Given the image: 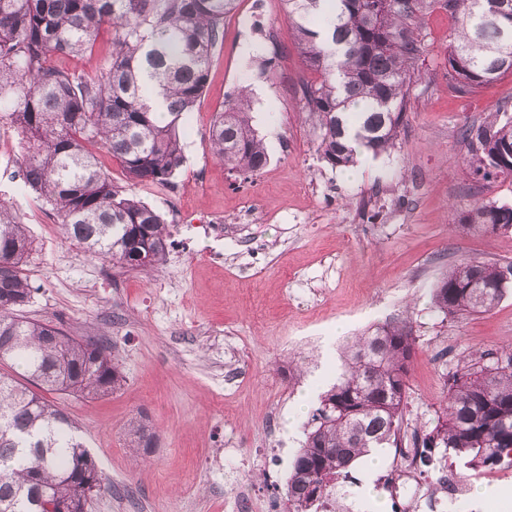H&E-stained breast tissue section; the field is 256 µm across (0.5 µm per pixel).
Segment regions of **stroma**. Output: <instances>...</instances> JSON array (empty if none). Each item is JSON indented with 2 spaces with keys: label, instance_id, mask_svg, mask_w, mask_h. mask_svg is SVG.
Returning a JSON list of instances; mask_svg holds the SVG:
<instances>
[{
  "label": "stroma",
  "instance_id": "35a3bbf8",
  "mask_svg": "<svg viewBox=\"0 0 512 512\" xmlns=\"http://www.w3.org/2000/svg\"><path fill=\"white\" fill-rule=\"evenodd\" d=\"M287 11L286 0H238L186 128L183 168L171 183L129 186L175 223L174 245L150 275L67 240L57 215L16 175L17 138L0 140V199L24 214L35 245L25 265L35 289L27 316L98 337L124 376L103 398L50 396L112 482L91 512H224L231 490L250 497L252 512H284L283 466L311 415L290 410L312 376L320 388L330 384L337 323L351 336L392 320L411 325L407 436L433 424L462 360L512 347V294L463 318L432 305L436 283L460 262H512V231L462 222L476 203L512 204V176H475L460 138L491 113H512V74L457 94L448 80L454 22L433 5L422 17L419 77L396 144L361 155L350 180L317 154L319 132L301 93L312 74ZM274 46L267 80L256 62ZM241 86L269 162L235 189L211 157L208 130ZM252 199L259 211L249 210ZM139 415L156 440L147 455L129 448L124 431Z\"/></svg>",
  "mask_w": 512,
  "mask_h": 512
}]
</instances>
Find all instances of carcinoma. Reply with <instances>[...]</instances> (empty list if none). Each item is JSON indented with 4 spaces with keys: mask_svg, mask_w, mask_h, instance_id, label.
<instances>
[{
    "mask_svg": "<svg viewBox=\"0 0 512 512\" xmlns=\"http://www.w3.org/2000/svg\"><path fill=\"white\" fill-rule=\"evenodd\" d=\"M236 0H0V122L14 130L24 186L61 219L66 238L128 271L161 264L172 245L166 220L126 194L104 171V149L126 181L167 184L184 163L183 132L200 103L224 18ZM305 66L304 111L319 129L317 151L349 167L355 142L374 155L394 148L422 46L417 20L430 0H286ZM454 19L450 78L469 93L512 73V0H443ZM114 51L91 77L56 64L92 52L103 31ZM162 98L167 119L156 115ZM245 86L214 113V158L247 180L268 153L250 116ZM461 137L483 178L512 176V114L493 112ZM475 229L512 231V205L479 203L464 215ZM34 242L13 204L0 200V512H87L112 491L78 428L41 395L97 399L122 375L106 344L71 336L24 315L33 287L24 273ZM512 290V264L464 261L432 293L447 317L486 313ZM415 337L391 321L346 346L329 388L304 424L285 477L287 512H321L349 467L374 448L397 447L408 400ZM129 447L148 451L141 420ZM419 477L436 452L470 466L512 461V349L480 355L448 377L432 427L415 435Z\"/></svg>",
    "mask_w": 512,
    "mask_h": 512,
    "instance_id": "1",
    "label": "carcinoma"
}]
</instances>
